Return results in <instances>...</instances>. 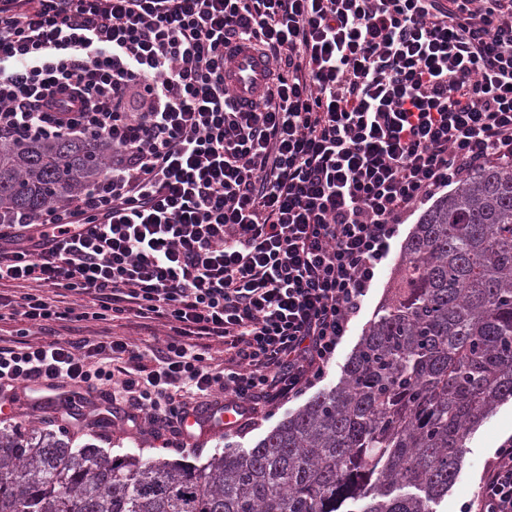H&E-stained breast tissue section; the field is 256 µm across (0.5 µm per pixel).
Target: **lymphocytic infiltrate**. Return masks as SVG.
Instances as JSON below:
<instances>
[{"label":"lymphocytic infiltrate","instance_id":"obj_1","mask_svg":"<svg viewBox=\"0 0 512 512\" xmlns=\"http://www.w3.org/2000/svg\"><path fill=\"white\" fill-rule=\"evenodd\" d=\"M272 64L240 101L224 54ZM96 134L99 180L0 213V393L45 382L180 436L227 396L243 423L302 396L362 310L401 224L512 165V0H0V141ZM168 324L151 353L61 322ZM224 342V363L204 342ZM464 512H512V437Z\"/></svg>","mask_w":512,"mask_h":512}]
</instances>
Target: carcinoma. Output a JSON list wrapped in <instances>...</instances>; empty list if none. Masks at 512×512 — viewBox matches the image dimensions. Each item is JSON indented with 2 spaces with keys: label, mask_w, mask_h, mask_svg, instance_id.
<instances>
[{
  "label": "carcinoma",
  "mask_w": 512,
  "mask_h": 512,
  "mask_svg": "<svg viewBox=\"0 0 512 512\" xmlns=\"http://www.w3.org/2000/svg\"><path fill=\"white\" fill-rule=\"evenodd\" d=\"M90 136L0 142V210L40 211L99 179ZM512 399V166L420 215L336 385L250 448L200 466L0 427V512H437L466 442Z\"/></svg>",
  "instance_id": "1"
}]
</instances>
